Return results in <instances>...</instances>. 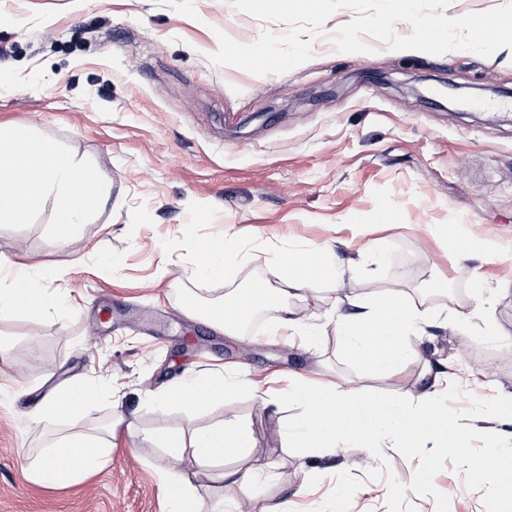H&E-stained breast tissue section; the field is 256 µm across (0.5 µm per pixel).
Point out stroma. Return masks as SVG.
<instances>
[{"label": "stroma", "instance_id": "35a3bbf8", "mask_svg": "<svg viewBox=\"0 0 512 512\" xmlns=\"http://www.w3.org/2000/svg\"><path fill=\"white\" fill-rule=\"evenodd\" d=\"M353 17L327 19L309 62L256 76L208 62L218 33L251 44L287 27L230 0H0V128L55 140L109 183L65 244L50 243V195L22 223H0V257L71 291L57 317L0 319V512H168L166 459L147 435L227 419L250 424L255 457L274 466L260 500L294 512H331L340 498L355 512H512L467 466L512 442L499 406L512 392V106H492L512 103V50L430 55L369 36V52H339L331 37ZM227 233L246 258L196 279L194 261ZM325 245L339 267L364 262L309 294L302 313L324 329L313 347L261 329L225 336L181 302H221L264 281L272 261ZM348 296L426 311L419 361L380 379L351 358L334 327ZM426 364L448 376L449 414L501 418L496 433L469 432L466 456L384 444L370 458L349 449L346 471L337 456L301 467L287 449L283 425L299 412L289 375L399 398ZM191 371L240 373L257 389L203 414L155 407L152 395ZM73 376L97 401L79 423L38 422L42 395ZM259 391L275 406L260 411ZM77 428L100 432L111 461L73 484L36 483L37 449Z\"/></svg>", "mask_w": 512, "mask_h": 512}]
</instances>
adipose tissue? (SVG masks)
Instances as JSON below:
<instances>
[{"mask_svg":"<svg viewBox=\"0 0 512 512\" xmlns=\"http://www.w3.org/2000/svg\"><path fill=\"white\" fill-rule=\"evenodd\" d=\"M105 179L89 171L82 163L66 155L51 140L36 137L29 130L11 129L7 139H0V223L16 224L36 211L46 194L55 198L52 243L68 241L78 225L86 223L102 207ZM243 258V248L232 236L212 245L192 269L198 278L223 276L226 268ZM7 286H0V317L22 314L33 321L50 318L67 301L66 291L39 287L27 266L0 261ZM272 283L225 296L223 302L205 305L190 299L187 309L211 315L225 335L242 336L244 324L256 307L275 312L272 335L304 337L314 344L320 331L305 323L300 303L325 278H342L328 249L303 252L292 263H274L270 268ZM358 313L341 318L337 331L349 352L375 375H392L400 362L416 358L411 338L426 324L423 310L413 305L396 304L390 299L359 301L350 298ZM244 378L193 374L157 396L158 407L172 403L198 414L224 396L249 389ZM303 409L293 421L285 423L283 435L288 447L309 458L312 449L321 448L333 455L360 446L372 448L381 439L392 444L431 443L438 452L462 454L461 442L466 428L455 417L440 410L435 393L424 389L417 397L404 400L371 398L345 394L333 385L314 386L300 380L291 392ZM97 397L87 382L80 381L51 394L39 406L40 419H78ZM154 447L171 459L191 454L197 465L216 471L219 480L233 488V496L219 501L213 512H240L241 498H254L263 465L227 470L228 459H247L255 448L249 425L227 420L205 428L184 431L159 429L150 437ZM112 450L96 433L76 431L40 449L29 470L36 482L55 487L77 482L85 474L107 463ZM160 479L171 512H203L204 505L190 480L171 468L160 471Z\"/></svg>","mask_w":512,"mask_h":512,"instance_id":"adipose-tissue-1","label":"adipose tissue"}]
</instances>
